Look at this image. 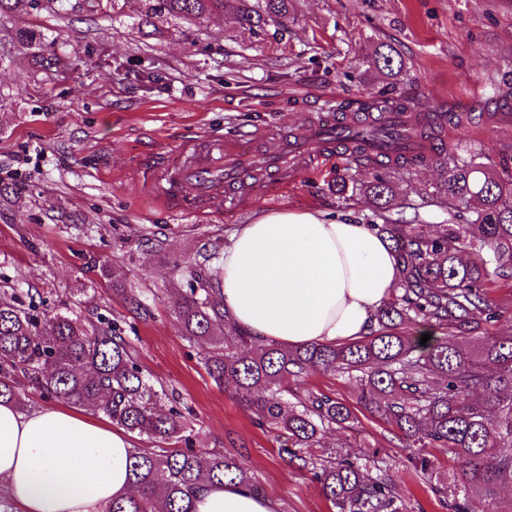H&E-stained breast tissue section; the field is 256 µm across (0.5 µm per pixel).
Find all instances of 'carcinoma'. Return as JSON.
Instances as JSON below:
<instances>
[{"label": "carcinoma", "mask_w": 512, "mask_h": 512, "mask_svg": "<svg viewBox=\"0 0 512 512\" xmlns=\"http://www.w3.org/2000/svg\"><path fill=\"white\" fill-rule=\"evenodd\" d=\"M291 0H237L236 22L250 29L288 20ZM226 0H159L144 13L154 25L167 15L197 20L224 11ZM370 64L396 77L404 69L392 47L376 50ZM379 113L406 112L399 100L373 97ZM349 105L331 107L343 137L336 148L376 164L371 179L356 182L336 172L332 186L342 200L360 193L368 200L370 224L389 235L403 263L397 293L376 314L377 326L361 340L288 348L258 343L224 320L217 274L194 273L193 284L176 311L185 336L209 345L205 366L234 396L254 422L283 432L297 448H313L327 429L346 431L356 420L350 405L325 393L308 392L288 402L280 397L284 380L313 370L356 373L358 403L398 434L402 447L422 473L432 462L421 448H445L460 463V483L448 499L449 512H470L469 494L495 504L490 512H512L497 505L500 489L512 486V336H479L481 325L502 318L487 295L512 278V153L486 158L465 135L439 150L445 112H415L403 129L361 127L347 122ZM414 140L418 149L372 155L373 139ZM433 164L437 181L420 191L421 205L448 209V223L434 235L403 216L392 217L398 202V171ZM444 331L422 346L413 330ZM24 378L44 398L101 414L112 424L159 443L184 441L179 449H133L129 476L136 492L115 499L108 512H154L161 493L167 512H191L201 475L216 483L237 482L254 492L243 464L220 452L202 451L185 434L181 412L163 408L166 398L140 369L134 347L121 329L101 316L87 324L68 312H44L0 295V402L21 406L18 380ZM312 467L336 512H407L397 503L392 479L372 476L348 450L318 458L295 455Z\"/></svg>", "instance_id": "cac0c4a2"}]
</instances>
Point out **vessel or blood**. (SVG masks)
<instances>
[{
    "instance_id": "1",
    "label": "vessel or blood",
    "mask_w": 512,
    "mask_h": 512,
    "mask_svg": "<svg viewBox=\"0 0 512 512\" xmlns=\"http://www.w3.org/2000/svg\"><path fill=\"white\" fill-rule=\"evenodd\" d=\"M335 126L323 112L304 129L288 134L257 130L247 139L190 133L175 145L182 165L156 169L152 187L160 202L171 203L185 217L217 213L228 205L238 208L251 198L255 180L287 182L303 162L327 154ZM255 139L264 141V149H252Z\"/></svg>"
}]
</instances>
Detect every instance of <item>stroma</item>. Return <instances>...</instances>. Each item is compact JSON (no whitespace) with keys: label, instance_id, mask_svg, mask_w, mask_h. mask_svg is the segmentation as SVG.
Listing matches in <instances>:
<instances>
[{"label":"stroma","instance_id":"stroma-1","mask_svg":"<svg viewBox=\"0 0 512 512\" xmlns=\"http://www.w3.org/2000/svg\"><path fill=\"white\" fill-rule=\"evenodd\" d=\"M142 10L141 0H102L92 10L85 0H36L28 12L0 16V186L20 191L0 202V289L40 311L108 316L143 372L185 409L195 447L243 463L279 512H335L279 431L254 425L209 377L206 346L186 339L175 312L191 270L215 267L204 253L222 255L234 230L262 213L321 211L367 223L364 197L341 201L329 182L346 166L367 179L368 162L312 159L288 189L201 221L174 220L147 194L149 166L173 159L186 131H292L326 101L362 102L378 91L418 112L482 115L471 134L497 158L512 143L492 92L512 77V0H292L287 21L257 31L228 10L153 27ZM20 28L40 31L41 41H13ZM383 44L404 62L398 79L369 65ZM116 283L137 291L150 317L131 313ZM285 387L351 405L361 391L358 378L321 371ZM342 442L371 471H388L409 512H448L441 491L458 463L447 449H426L433 467L421 473L395 431L362 411L322 445Z\"/></svg>","mask_w":512,"mask_h":512}]
</instances>
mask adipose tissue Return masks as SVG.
<instances>
[{"instance_id":"ef3b65f1","label":"adipose tissue","mask_w":512,"mask_h":512,"mask_svg":"<svg viewBox=\"0 0 512 512\" xmlns=\"http://www.w3.org/2000/svg\"><path fill=\"white\" fill-rule=\"evenodd\" d=\"M224 308L258 342L341 343L371 333L400 267L386 235L322 212L239 225L219 261ZM125 434L63 405H0V497L14 512H104L132 491ZM193 512H278L273 498L202 482Z\"/></svg>"}]
</instances>
